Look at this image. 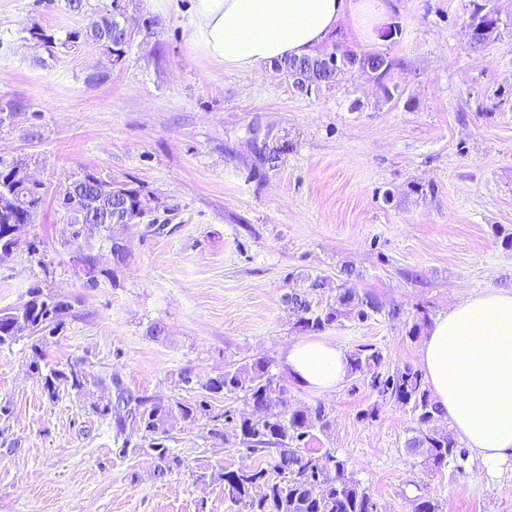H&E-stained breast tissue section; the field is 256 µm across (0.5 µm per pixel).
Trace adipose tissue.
<instances>
[{
    "instance_id": "ef3b65f1",
    "label": "adipose tissue",
    "mask_w": 512,
    "mask_h": 512,
    "mask_svg": "<svg viewBox=\"0 0 512 512\" xmlns=\"http://www.w3.org/2000/svg\"><path fill=\"white\" fill-rule=\"evenodd\" d=\"M386 0H192L190 41L204 57L236 72L315 53L341 23L372 34ZM288 374L328 392L348 375L345 352L304 338L288 350ZM421 369L449 420L489 469L512 461V291L486 292L432 323Z\"/></svg>"
}]
</instances>
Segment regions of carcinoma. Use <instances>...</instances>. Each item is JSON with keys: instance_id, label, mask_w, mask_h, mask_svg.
<instances>
[{"instance_id": "1", "label": "carcinoma", "mask_w": 512, "mask_h": 512, "mask_svg": "<svg viewBox=\"0 0 512 512\" xmlns=\"http://www.w3.org/2000/svg\"><path fill=\"white\" fill-rule=\"evenodd\" d=\"M65 5L72 14L93 11L101 16L97 39L90 40L81 27L68 30L62 39L34 25L26 30L24 40L52 58L80 47H91L104 57L106 71L122 66L134 39L121 19L126 11L123 0H111L103 9L90 0H65ZM469 7L471 50L482 52L503 41L508 25L499 18L490 19L496 12L492 0H469ZM393 67V60L381 52L358 53L339 46L273 64L274 70L288 79L295 90L307 93L322 86L337 85L357 68L382 82ZM251 145L260 165L276 159L278 149L270 147L269 138L259 142L253 136ZM108 179L111 180V175L97 171L83 180L73 179L68 183L59 198V207L67 222L76 220L70 207V202L76 198L95 203L99 211L112 212L114 224H137L151 213L149 196L127 182L112 180V195L97 200L94 182ZM43 204L42 185H20L13 180L10 163L0 160V252L22 245L29 254L36 251V242L26 239L27 227L34 223ZM101 230L105 232V239L112 242L111 256L97 254L92 256V262L98 267L99 275L108 277L111 266L123 264L127 253L112 234L111 226L103 224ZM307 279L310 281L307 291L284 296V303L295 317L294 328L303 334H320L346 321L366 322L384 312L392 319L399 315L397 308L384 311L382 302L373 293L360 294L319 275H309ZM70 310L69 302L47 296L39 287L32 288L29 299L22 305L0 310V345L24 336L34 340L35 359L31 366L38 370L45 338L63 329L64 318ZM347 358L350 376L370 378L372 387L381 396L409 408L417 428L407 448L422 458L428 472L439 471L456 460L458 442L448 431V417L432 396L421 370L406 364L382 373L384 355L372 344L356 346L347 353ZM87 382L83 362L76 361L66 369L48 370L44 388L53 399L61 392L81 393ZM114 386L115 404H107L99 413L114 419L119 434L129 425L143 430L149 437L144 452L157 460L155 478L162 479L181 468L183 462L165 444L168 427L178 418L195 420L206 401L165 403L134 396L117 381ZM207 389L212 394H243L249 413L237 420L226 414L224 422L232 426L234 438L248 453H263L268 457L264 467H240L218 475L224 483V493L242 504L246 512H380L370 490L349 476L345 461L328 449L319 454L307 447L313 431L329 430L325 407L318 403L304 409L288 408L287 402L280 398L284 388L270 373L268 360L259 358L250 364L229 365L224 373L209 380Z\"/></svg>"}]
</instances>
